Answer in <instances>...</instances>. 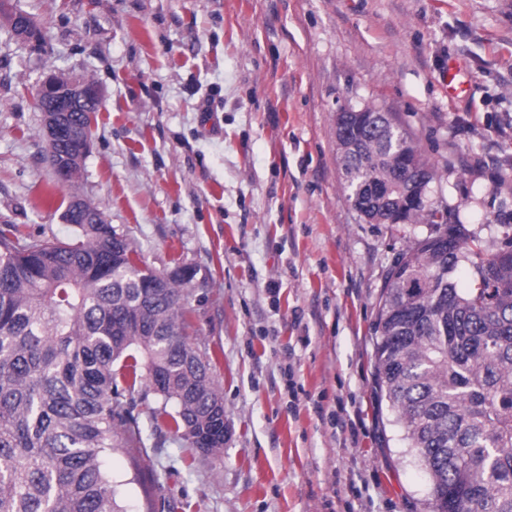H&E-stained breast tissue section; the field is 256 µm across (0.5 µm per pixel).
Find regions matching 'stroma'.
I'll return each instance as SVG.
<instances>
[{
    "label": "stroma",
    "mask_w": 512,
    "mask_h": 512,
    "mask_svg": "<svg viewBox=\"0 0 512 512\" xmlns=\"http://www.w3.org/2000/svg\"><path fill=\"white\" fill-rule=\"evenodd\" d=\"M0 22V225L68 240L46 164L47 73L102 90L80 193L138 259L207 279L193 342L218 355L222 460L137 402L142 443L104 466L125 512H429L431 481L378 401L385 273L424 224H368L344 189L336 113L394 112L435 164L433 200L483 227L512 184V0H8Z\"/></svg>",
    "instance_id": "obj_1"
}]
</instances>
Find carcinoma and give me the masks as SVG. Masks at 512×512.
<instances>
[{
	"label": "carcinoma",
	"instance_id": "obj_1",
	"mask_svg": "<svg viewBox=\"0 0 512 512\" xmlns=\"http://www.w3.org/2000/svg\"><path fill=\"white\" fill-rule=\"evenodd\" d=\"M365 109L372 128L336 141L348 199L368 224L430 226L387 270L375 390L429 473L430 512H512V236L491 252L456 209L412 205L404 158L428 185L435 165L395 115ZM494 221L512 230L507 199ZM73 229L64 242L0 226V512H124L102 458L140 443L127 397L145 387L158 427L224 451L216 357L189 340L198 271L161 281L112 225Z\"/></svg>",
	"mask_w": 512,
	"mask_h": 512
}]
</instances>
